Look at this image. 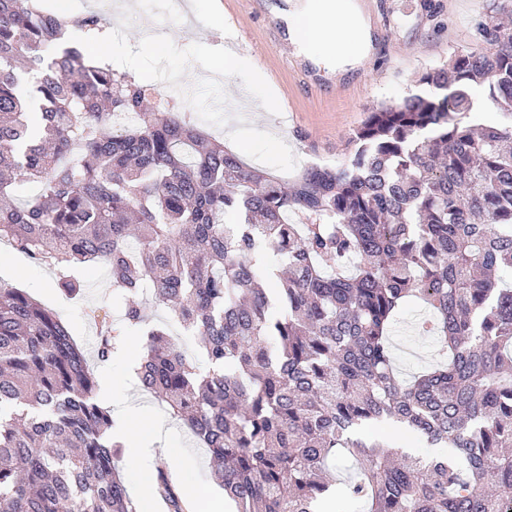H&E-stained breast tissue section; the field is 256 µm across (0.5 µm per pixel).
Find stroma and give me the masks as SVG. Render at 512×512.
<instances>
[{
	"label": "stroma",
	"instance_id": "obj_1",
	"mask_svg": "<svg viewBox=\"0 0 512 512\" xmlns=\"http://www.w3.org/2000/svg\"><path fill=\"white\" fill-rule=\"evenodd\" d=\"M191 2L175 24L161 13H128L122 25L112 26V39L131 50L133 64L153 86L173 76L185 80L191 91L180 100L181 110L190 113L208 133L223 139L225 146L241 154L247 165L288 181L303 171L307 158L323 157L333 164L344 160L352 149L351 138L367 113L419 91L426 71L476 47V26L494 8V0H362L375 52L363 66L341 73L327 62L312 66L285 41V24L278 17L279 11L292 13L317 0H262L258 5L251 0ZM213 14L225 29L233 30L232 51L262 67L279 91L276 107L244 120L233 138L225 137L226 115L217 109L225 84L204 78L210 50L202 39L203 26ZM151 25L158 28L160 38L169 42L166 56L156 57L141 50ZM272 133L283 136V153L267 151L266 140ZM62 273L84 284L80 297L69 298L59 292L56 281ZM0 281L22 288L56 311L69 323L76 341L91 358L97 325L89 319V309L108 311L114 319L120 316L112 302L108 270L101 264L62 270L28 261L20 276L0 265ZM416 313V308H405L393 334L395 365L405 378L432 363L435 354L428 337L414 334L409 327ZM90 366L98 382L119 383L134 405L164 422L163 434L153 442L155 457L164 459L165 449H178V456L172 459L178 484L196 489L204 498L223 497V489L211 477L207 449L140 388L133 372L93 358Z\"/></svg>",
	"mask_w": 512,
	"mask_h": 512
}]
</instances>
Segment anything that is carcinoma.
<instances>
[{"instance_id": "carcinoma-1", "label": "carcinoma", "mask_w": 512, "mask_h": 512, "mask_svg": "<svg viewBox=\"0 0 512 512\" xmlns=\"http://www.w3.org/2000/svg\"><path fill=\"white\" fill-rule=\"evenodd\" d=\"M49 0H0V241L38 265L102 263L125 301L103 313L100 361L146 336L140 387L211 454L237 512H512V28L477 25L480 48L427 71L440 94L369 112L347 160L288 184L171 117L154 88L107 64ZM51 48L53 55L43 51ZM37 76L38 120L20 93ZM483 83L505 120L471 117ZM134 112L137 126L112 125ZM40 185L25 206L18 188ZM66 295L84 284L57 281ZM144 288L196 336L186 358L147 309ZM417 300L416 333L439 361L408 381L390 338ZM69 326L0 282V512H141L115 467L121 444ZM387 421L448 455L424 461ZM166 464L165 512H188Z\"/></svg>"}]
</instances>
